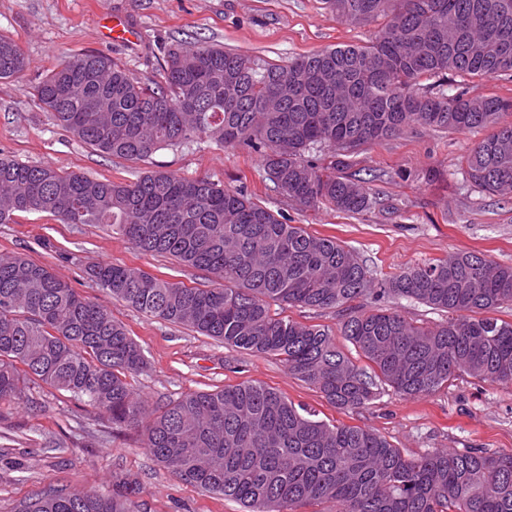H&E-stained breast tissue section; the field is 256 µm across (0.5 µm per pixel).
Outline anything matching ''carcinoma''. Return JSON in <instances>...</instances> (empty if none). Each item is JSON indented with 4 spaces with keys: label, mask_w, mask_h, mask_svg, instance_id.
<instances>
[{
    "label": "carcinoma",
    "mask_w": 512,
    "mask_h": 512,
    "mask_svg": "<svg viewBox=\"0 0 512 512\" xmlns=\"http://www.w3.org/2000/svg\"><path fill=\"white\" fill-rule=\"evenodd\" d=\"M337 16L385 25L367 45H343L282 67L221 48L164 51V81L143 84L100 52L63 60L34 87L38 105L79 141L145 161L198 142L246 148L265 178L302 208L357 214L380 204L355 168L363 146L413 126L495 130L465 156L469 180L512 193V100L453 94L422 79L512 73V0H327ZM20 47L0 36V79L20 75ZM47 213L63 224H100L140 253L207 273L199 288L146 271L93 262L84 272L116 301L184 325L227 349L274 356L341 410L364 407L381 387L429 396L461 374L512 383V266L477 252L451 254L376 281L336 239L208 177L148 170L101 180L0 157V224ZM405 297L447 313L420 326L379 303ZM374 306L369 307L366 301ZM336 309L339 331L294 321L273 307ZM342 335L369 363L336 345ZM144 349L104 306L48 267L0 255V400L32 383L63 391L136 429L144 448L180 481L241 505L294 512L303 502L336 512H512V452L436 449L406 456L378 432L331 425L260 383L187 393L153 408L127 376ZM18 512H133L92 490L49 487Z\"/></svg>",
    "instance_id": "1"
}]
</instances>
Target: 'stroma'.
Wrapping results in <instances>:
<instances>
[{
  "mask_svg": "<svg viewBox=\"0 0 512 512\" xmlns=\"http://www.w3.org/2000/svg\"><path fill=\"white\" fill-rule=\"evenodd\" d=\"M112 15L137 30V42L108 38L103 22ZM384 24L381 17L360 24L342 20L325 0H0V35L13 39L27 59L20 79L0 80V156L113 181L135 180L155 164L184 177H207L247 191L309 232L336 238L379 280L458 252L476 251L512 265V195L486 194L463 174V157L488 129L415 127L365 146L360 166L377 174L370 189L383 203L352 215L325 205L305 209L280 196L264 180L257 155L242 149L193 144L160 150L149 162L103 155L59 126L31 94L40 77L74 54H108L148 83L161 81L160 48L173 41L284 66L327 48L366 44ZM13 253L47 266L125 326L148 363L131 384L151 403L254 381L328 422L373 429L409 457L435 448L512 451L510 385L462 375L427 397L384 389L363 408L339 410L276 357L233 351L126 307L86 279L83 268L108 261L199 287L208 282L205 272L141 254L109 228L62 224L46 213L0 224V254ZM126 482L134 486L133 512H241L235 501L172 476L146 451L140 432L113 429L106 415L67 394L30 384L21 397L0 401V512H15L50 486L113 491Z\"/></svg>",
  "mask_w": 512,
  "mask_h": 512,
  "instance_id": "35a3bbf8",
  "label": "stroma"
}]
</instances>
